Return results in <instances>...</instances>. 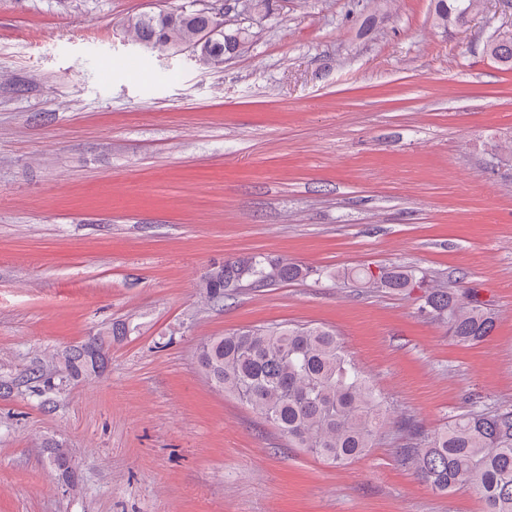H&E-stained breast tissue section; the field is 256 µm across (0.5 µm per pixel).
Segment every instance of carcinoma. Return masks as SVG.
Instances as JSON below:
<instances>
[{
	"instance_id": "obj_1",
	"label": "carcinoma",
	"mask_w": 512,
	"mask_h": 512,
	"mask_svg": "<svg viewBox=\"0 0 512 512\" xmlns=\"http://www.w3.org/2000/svg\"><path fill=\"white\" fill-rule=\"evenodd\" d=\"M189 0L131 20L127 36L144 46L177 51L191 46L204 30L214 31L216 12ZM474 0H435L433 24H464ZM233 29H220L204 45L211 66L224 64L236 42ZM487 52L512 67V36L490 38ZM384 287L423 291L418 313L443 326L460 344L491 336L496 316L473 288H437L417 266L382 265ZM331 274L263 253L224 258V281L207 288L209 298L224 299L229 288H269ZM200 367L214 387L246 405L298 448L332 465H343L372 447L384 420L386 403L350 358L336 333L323 325L278 323L215 336L200 348ZM401 460L439 493L469 486L486 512H512V408L472 410L433 432L410 431ZM50 454L75 482L77 463L64 448Z\"/></svg>"
}]
</instances>
